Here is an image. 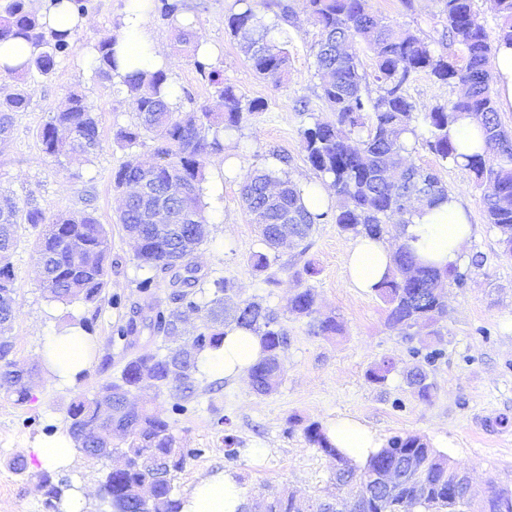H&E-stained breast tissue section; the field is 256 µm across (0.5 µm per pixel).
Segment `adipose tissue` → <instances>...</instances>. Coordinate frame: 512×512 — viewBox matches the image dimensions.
<instances>
[{"instance_id":"ef3b65f1","label":"adipose tissue","mask_w":512,"mask_h":512,"mask_svg":"<svg viewBox=\"0 0 512 512\" xmlns=\"http://www.w3.org/2000/svg\"><path fill=\"white\" fill-rule=\"evenodd\" d=\"M36 18L46 30L71 32L90 27L91 17L71 12L66 5L52 0H33ZM143 0H125L116 33L115 49L120 58V74L153 73L170 68L172 57L161 44L150 24ZM473 235L468 214L456 196H448L433 206H418L411 224L405 225L402 243L411 245L419 257L445 268L459 262L465 255ZM394 249L385 240L358 238L346 255V270L355 288L373 292L385 277L394 271ZM85 337L72 328L49 337L42 350L41 361L54 379L75 381L86 369ZM259 338L252 332L230 327L222 346L203 354L199 368L215 377H240L249 373L261 358ZM331 441L355 462L362 463L378 451L379 446L369 430L359 421L348 418L329 424L326 428ZM34 453L41 470L63 471L73 463V441L68 432L61 431L42 439ZM246 499L235 472L218 470L201 477L183 498L181 512H243Z\"/></svg>"}]
</instances>
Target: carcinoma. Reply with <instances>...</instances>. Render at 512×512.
<instances>
[{"mask_svg": "<svg viewBox=\"0 0 512 512\" xmlns=\"http://www.w3.org/2000/svg\"><path fill=\"white\" fill-rule=\"evenodd\" d=\"M239 2V11L224 19L225 29L238 40L256 74L278 84L288 75V52L269 38L270 28L258 18L250 0ZM306 3L320 31L315 44L316 75L333 118L317 120L304 128L302 139L311 170L336 195V209L308 210L298 185L286 176L263 170L247 175L242 201L265 246L263 251L249 253L252 268L264 273L271 267L272 253L282 244L277 224L293 225V243L297 246L307 242L315 225L328 220L355 237L380 238L394 215H400L403 224L411 222V198L420 185H439L428 192L424 202L435 204L446 198L448 187L436 171L409 162L410 140L422 141L440 161L473 174L475 187L482 193L487 224L497 232L502 254L512 259V135L505 130L498 112L489 68L494 48L474 10V0H444L448 37L465 53L461 67L449 62L432 42L384 22L371 11L368 0ZM494 6L500 19L498 40L512 45V0H495ZM155 9L175 22L183 15L184 3L160 0ZM11 37H22L33 48L26 63L4 66L11 76L35 72L46 76L71 49L72 35H46L25 0H11L5 14L0 15V41ZM179 42L196 70L210 77L215 95L222 101V111H180L170 106L163 95L169 79L164 70L123 77L136 122L117 131V142L128 153L113 174V184L125 192L119 223L124 228L138 225L134 257L142 276L137 288L149 300V314L142 315L144 307L131 302L130 316L116 326L112 339L127 345L144 329L156 338L183 335L182 320L161 304L150 302L154 289L163 282L170 290L172 303L203 316L201 324L190 333L196 348L185 361L177 360V351L170 349L128 360L120 376L101 386L112 397L110 419H103L95 399L82 392L74 396L68 408L69 434L80 452L92 453L104 433L126 438L122 454L128 466L104 474L99 485L100 498L120 505L122 512H138L140 487L148 481L152 482L148 512H180L173 477L195 453L178 445L170 422L160 414L146 406L136 409L129 405L128 397L137 391L141 380H148L155 392L169 394L172 413L187 412L197 389L199 358L219 348L224 343V328L234 326L260 336L264 356L252 367L251 377L254 391L269 395L282 383L279 358L288 347V329L279 312L255 299L235 300L236 291L230 282L208 281L194 262L208 238V234L198 231L199 225L206 223L202 182L206 167L221 160L224 152L219 131H239L248 116L264 111L266 104L261 100L243 103L235 86L225 82L206 55L199 52V35L192 27L181 29ZM355 42L373 53L378 83L375 94L369 91L356 56L343 51V46ZM113 43L114 36L107 35L94 45L95 72L107 79L117 77ZM421 73L440 84L459 86L461 93L448 102L420 110L405 94V87ZM27 106L28 99L21 90L1 100L0 133L9 134L14 114ZM463 115L480 128L484 149L466 156L461 163L449 131ZM145 135L154 142L150 164L133 152ZM38 138L50 156L92 154L99 146L92 106L83 95L71 94L65 106L52 113L41 127ZM144 181L153 186L157 196L165 197L157 211L158 223L170 225L166 236L157 234L151 224L139 223L144 200L132 188ZM174 181L183 182L185 195L167 196ZM26 229L36 233L41 258L36 278L55 301H102L112 266L108 233L93 214L81 212L49 219L37 202L22 204L0 193V389L16 395L20 403L26 402L31 392L27 383L15 375L17 363L10 330L17 310L9 259L20 232ZM72 234L86 242L85 257L76 256L68 247L66 240ZM395 266L393 276L376 289L387 305L389 324L406 335L418 328L427 330L429 336H441L440 323L448 309L440 288L446 282L462 285L467 272L456 264L443 271L424 265L404 246L396 252ZM288 312L309 319L310 332L315 336L342 332L336 317L319 313L316 294L310 287L296 290L288 300ZM440 355L441 350H431L424 362L407 373V383L422 403L431 402L434 396V383L426 366ZM303 434L311 446L335 460L332 480L353 501L355 512H497L494 503L487 506L483 500L469 501L452 480L461 465L430 447L419 435L393 436L358 465L330 442L321 425L312 423L304 427ZM412 457L419 462L414 476L402 468ZM387 469L397 470V478L391 487L381 488L372 475ZM42 489L46 505L53 507L67 485L45 473ZM264 506V512H300L294 494L287 490L270 494Z\"/></svg>", "mask_w": 512, "mask_h": 512, "instance_id": "carcinoma-1", "label": "carcinoma"}]
</instances>
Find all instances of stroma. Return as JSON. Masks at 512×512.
Listing matches in <instances>:
<instances>
[{
    "label": "stroma",
    "mask_w": 512,
    "mask_h": 512,
    "mask_svg": "<svg viewBox=\"0 0 512 512\" xmlns=\"http://www.w3.org/2000/svg\"><path fill=\"white\" fill-rule=\"evenodd\" d=\"M185 4L197 33L216 49L210 58L213 69L244 100L260 99L268 105L267 111L225 137L224 150L234 155L236 168L227 172L213 164L205 171L202 204L209 235L196 262L209 278L233 282L241 298L262 301L283 313L289 343L281 354L282 383L271 395L254 393L246 376L217 382L201 372L187 414H172L165 393L132 396L137 405L151 400L153 409L168 418L181 446L195 451L174 477L176 492L186 494L200 477L222 469L236 471L250 500L282 489L293 491L301 501L333 492L335 462L306 442L303 429L344 416L360 420L382 444L405 433L423 436L432 448L465 466L476 494H484L493 483L512 486V261L501 255L498 235L486 222L482 195L469 171L439 161L420 144L410 155L415 165L438 171L475 226L462 261L470 274L464 285L446 289L443 353L427 367L435 395L423 404L408 386L406 374L419 363L418 352L427 339L391 329L378 295L351 286L345 255L354 236L331 222L316 225L306 248L279 250L270 284L265 281L269 274L257 273L247 260L249 252L263 245L241 199L246 173L269 169L298 184L315 178L305 160L301 130L310 121L332 117L315 75L317 26L300 6L291 21L275 27L272 38L287 48L289 58L288 79L277 85L256 76L239 43L224 29L225 17L238 9L237 0ZM369 4L386 22L434 41L449 61L463 65L461 47L445 41L442 0H413L409 8L402 0ZM123 8L124 0H92L94 25L77 31L69 56L49 76L23 81L0 74V99L19 89L29 98L26 111L15 114L8 138L0 141V191L22 202L35 200L50 218L94 214L111 242L108 292L136 301L141 273L133 243L118 222L120 195L112 186V172L125 158L116 132L134 123L135 116L127 94L96 75L88 62L97 40L116 32ZM170 77L180 87L181 108L218 109L213 88L191 62L177 55ZM73 91L93 106L100 145L86 157L48 156L37 133ZM34 240L32 232H23L10 257L17 307L10 331L14 358L19 366L33 369L34 378L28 403L0 393V512H60L45 504L33 447L53 432L68 429L67 408L75 392L93 396L99 385L119 376L131 354L153 352L162 344L146 334L130 349L114 343L113 328L126 319V308L104 301L62 304L48 298L35 280L39 256ZM299 287L314 289L321 313L336 316L342 333L313 335L306 319L289 315L288 300ZM83 318L91 323L94 340L87 376L77 385L58 383L43 368L42 345L53 332ZM384 362L391 366L386 381H370L368 370ZM221 416L226 426H217ZM228 434L239 448L234 460L224 456ZM255 448L268 449V456L252 459Z\"/></svg>",
    "instance_id": "stroma-1"
}]
</instances>
